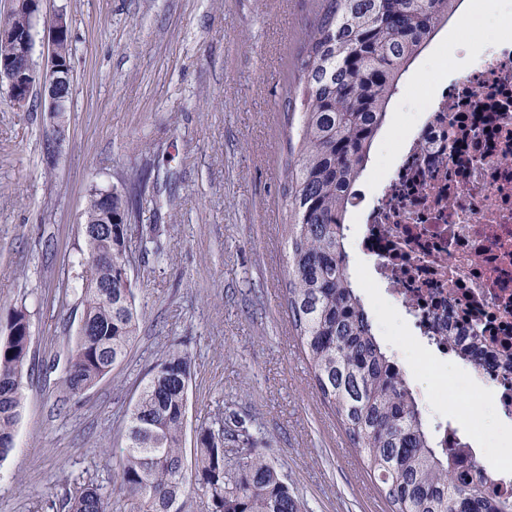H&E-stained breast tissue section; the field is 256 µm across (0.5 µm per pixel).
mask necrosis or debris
<instances>
[{
    "label": "necrosis or debris",
    "instance_id": "obj_1",
    "mask_svg": "<svg viewBox=\"0 0 512 512\" xmlns=\"http://www.w3.org/2000/svg\"><path fill=\"white\" fill-rule=\"evenodd\" d=\"M373 277L412 335L489 388L512 421V41L420 97L418 120L357 219Z\"/></svg>",
    "mask_w": 512,
    "mask_h": 512
}]
</instances>
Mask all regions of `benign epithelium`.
<instances>
[{
  "instance_id": "7a95c632",
  "label": "benign epithelium",
  "mask_w": 512,
  "mask_h": 512,
  "mask_svg": "<svg viewBox=\"0 0 512 512\" xmlns=\"http://www.w3.org/2000/svg\"><path fill=\"white\" fill-rule=\"evenodd\" d=\"M69 24L67 18L60 14L56 17L49 31L50 50L47 60V70L43 78H38L31 55L33 51L32 33H21L17 30H0V41L10 42L14 45L16 57L24 60L20 65L14 60H0V81L8 86L10 95L15 104L25 105L31 97L34 85L42 81L44 87V108L49 119L46 137L59 141L61 137L57 131L55 115L58 112L70 110V96L64 87L72 82L71 67L63 63L59 55V43L67 35Z\"/></svg>"
}]
</instances>
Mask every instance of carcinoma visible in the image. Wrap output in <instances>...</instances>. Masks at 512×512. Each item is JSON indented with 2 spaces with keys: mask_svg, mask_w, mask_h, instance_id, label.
Listing matches in <instances>:
<instances>
[{
  "mask_svg": "<svg viewBox=\"0 0 512 512\" xmlns=\"http://www.w3.org/2000/svg\"><path fill=\"white\" fill-rule=\"evenodd\" d=\"M452 0H322L299 59L303 116L287 162L291 327L315 387L380 484L391 512H512L485 494L480 469L448 437H434L411 386L383 345L349 272L344 215L368 167L392 99L426 39L448 20ZM31 26L29 13L0 17V28ZM133 198L91 190L81 232V319L61 389L72 396L106 378L137 336L139 313L129 256ZM26 307L10 309L0 336V459L14 447L30 361ZM192 358L168 352L150 371L127 417L115 483L124 512H183L197 492L206 512H300L276 468L244 445L243 430L201 425L186 456L184 435ZM59 512H112L94 483L58 500Z\"/></svg>",
  "mask_w": 512,
  "mask_h": 512,
  "instance_id": "carcinoma-1",
  "label": "carcinoma"
}]
</instances>
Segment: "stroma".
Segmentation results:
<instances>
[{"instance_id":"obj_1","label":"stroma","mask_w":512,"mask_h":512,"mask_svg":"<svg viewBox=\"0 0 512 512\" xmlns=\"http://www.w3.org/2000/svg\"><path fill=\"white\" fill-rule=\"evenodd\" d=\"M320 0H41L32 21L42 69L56 14L70 21L73 93L67 138L43 150L40 93L13 105L0 83V325L25 304L31 362L14 448L0 460V512H53L76 483L114 496L127 413L150 369L190 352L186 448L196 428L236 412L301 512H390L357 448L323 403L283 305L288 279L285 189L289 138L301 119L297 64ZM502 28L458 33L406 76L373 165L389 170L414 117L420 80L460 75L492 53ZM142 181L129 235L160 228L164 254L133 251L140 312L124 361L94 388L58 381L79 319L81 225L91 189ZM348 238L349 269L417 393L430 428L462 427L480 461L495 462L487 393L449 390L457 371L434 364L403 312L372 283L374 260Z\"/></svg>"}]
</instances>
